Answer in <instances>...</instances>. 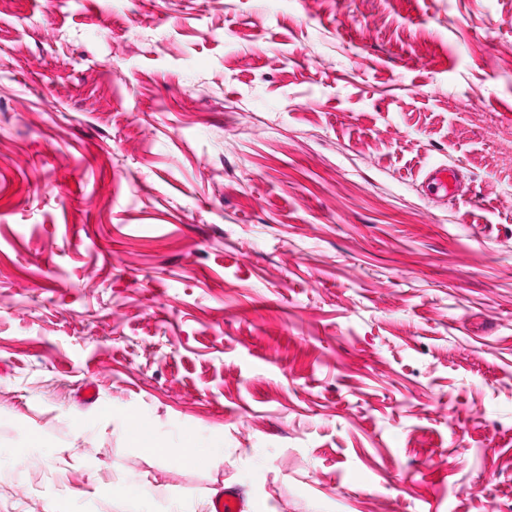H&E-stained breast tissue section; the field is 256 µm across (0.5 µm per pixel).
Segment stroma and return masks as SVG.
Segmentation results:
<instances>
[{"label": "stroma", "instance_id": "stroma-1", "mask_svg": "<svg viewBox=\"0 0 512 512\" xmlns=\"http://www.w3.org/2000/svg\"><path fill=\"white\" fill-rule=\"evenodd\" d=\"M145 484L512 512V0H0V512ZM426 177L428 183L432 185L437 192H443L444 197H453L456 195L460 183V175L457 170L438 166L429 170Z\"/></svg>", "mask_w": 512, "mask_h": 512}]
</instances>
